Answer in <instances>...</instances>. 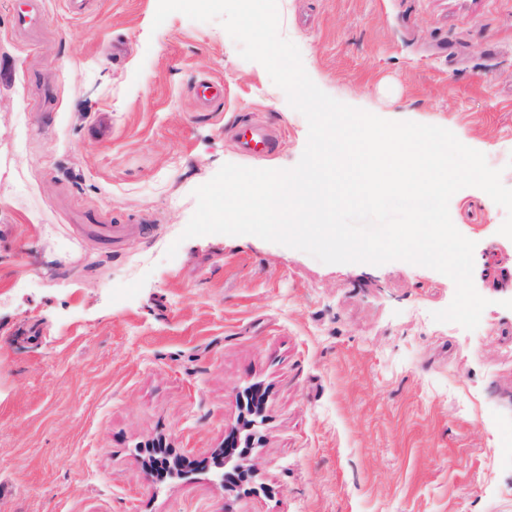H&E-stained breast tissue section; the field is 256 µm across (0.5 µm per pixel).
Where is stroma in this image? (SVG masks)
<instances>
[{
	"label": "stroma",
	"instance_id": "stroma-1",
	"mask_svg": "<svg viewBox=\"0 0 512 512\" xmlns=\"http://www.w3.org/2000/svg\"><path fill=\"white\" fill-rule=\"evenodd\" d=\"M87 2L40 0L28 37L26 0H0V512H512L505 210L475 187L449 203L489 301L472 331L433 319L455 284L427 267L182 239L198 186L294 167L307 120L220 22ZM277 4L321 90L450 130L512 188V0ZM246 117L282 128L274 154L233 148ZM89 215L151 231L114 250L77 231ZM256 383L252 476L227 490L207 466ZM159 440L185 478H147Z\"/></svg>",
	"mask_w": 512,
	"mask_h": 512
}]
</instances>
